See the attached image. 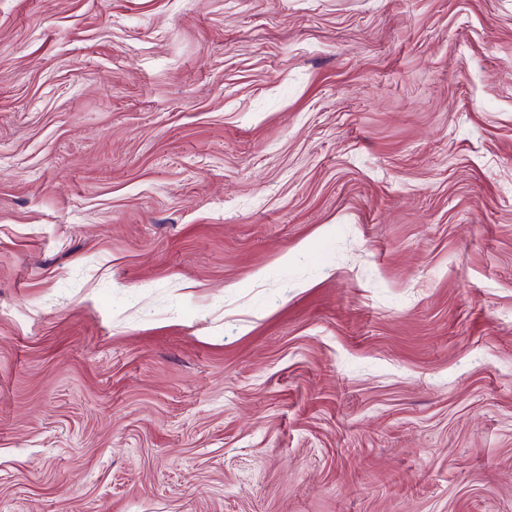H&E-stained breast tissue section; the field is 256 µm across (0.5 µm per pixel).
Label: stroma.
<instances>
[{"label":"stroma","instance_id":"1","mask_svg":"<svg viewBox=\"0 0 512 512\" xmlns=\"http://www.w3.org/2000/svg\"><path fill=\"white\" fill-rule=\"evenodd\" d=\"M0 512H512V0H0Z\"/></svg>","mask_w":512,"mask_h":512}]
</instances>
